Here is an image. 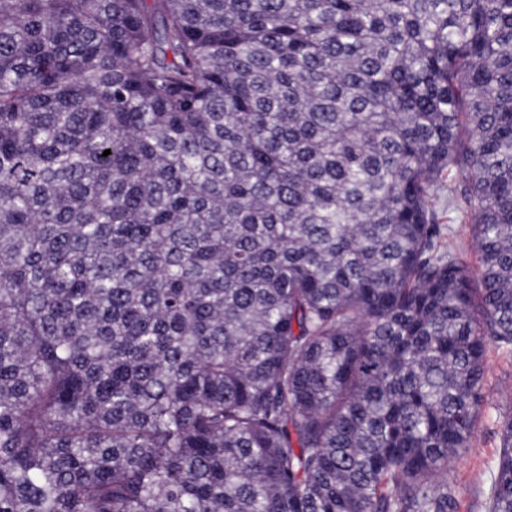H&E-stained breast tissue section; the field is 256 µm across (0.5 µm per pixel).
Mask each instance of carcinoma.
Segmentation results:
<instances>
[{
	"instance_id": "1",
	"label": "carcinoma",
	"mask_w": 512,
	"mask_h": 512,
	"mask_svg": "<svg viewBox=\"0 0 512 512\" xmlns=\"http://www.w3.org/2000/svg\"><path fill=\"white\" fill-rule=\"evenodd\" d=\"M491 343L512 0H0V512H454ZM438 224L445 225L447 228L445 233L447 234V243H448V224L453 228L456 232L455 235L452 236L451 241L456 249L461 252L466 260L472 265L476 266L478 264V256L475 251L474 240L472 238L469 226L461 227L460 221L457 220V213L450 212L448 213V202L445 207H442L438 211Z\"/></svg>"
}]
</instances>
